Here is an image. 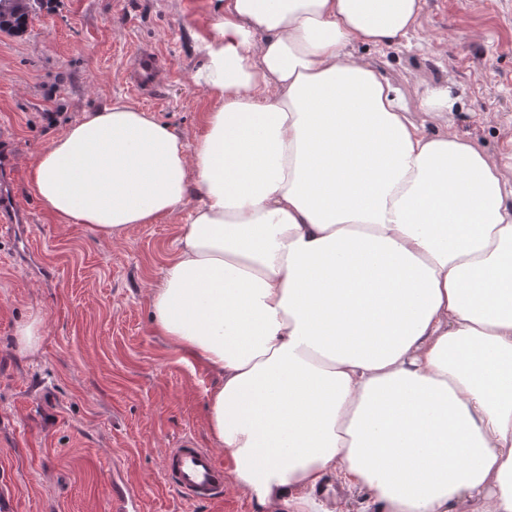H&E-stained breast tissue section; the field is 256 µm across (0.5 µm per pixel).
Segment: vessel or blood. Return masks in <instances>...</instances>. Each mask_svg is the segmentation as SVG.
<instances>
[{"label": "vessel or blood", "mask_w": 512, "mask_h": 512, "mask_svg": "<svg viewBox=\"0 0 512 512\" xmlns=\"http://www.w3.org/2000/svg\"><path fill=\"white\" fill-rule=\"evenodd\" d=\"M131 65L130 84L134 90L142 94L154 93L160 69L157 55L148 50L137 51ZM164 469L168 481L185 501H214L224 496V466L212 449L187 444L166 449Z\"/></svg>", "instance_id": "obj_1"}]
</instances>
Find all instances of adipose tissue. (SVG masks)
<instances>
[{
	"instance_id": "1",
	"label": "adipose tissue",
	"mask_w": 512,
	"mask_h": 512,
	"mask_svg": "<svg viewBox=\"0 0 512 512\" xmlns=\"http://www.w3.org/2000/svg\"><path fill=\"white\" fill-rule=\"evenodd\" d=\"M423 8L219 0L202 135L115 99L31 166L47 211L108 240L199 189L153 320L219 373L209 433L263 507L327 512L334 474L382 512H512V153L352 53Z\"/></svg>"
}]
</instances>
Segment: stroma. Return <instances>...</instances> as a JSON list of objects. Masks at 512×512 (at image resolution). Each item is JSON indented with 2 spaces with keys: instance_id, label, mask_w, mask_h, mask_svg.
I'll list each match as a JSON object with an SVG mask.
<instances>
[{
  "instance_id": "35a3bbf8",
  "label": "stroma",
  "mask_w": 512,
  "mask_h": 512,
  "mask_svg": "<svg viewBox=\"0 0 512 512\" xmlns=\"http://www.w3.org/2000/svg\"><path fill=\"white\" fill-rule=\"evenodd\" d=\"M218 0H45L24 34L0 32V142L16 157L15 202L29 221L0 233V512H113V485L135 484L136 512H267L226 478L224 500H180L164 451L209 448L215 371L160 336L151 291L196 203L106 241L64 224L31 186V165L83 113L122 99L187 141L212 100L194 82ZM155 47L164 84L135 95L131 54ZM398 85L409 108L448 88L454 128L493 155L512 151V0H425L409 45L354 47ZM42 320L38 355L19 324Z\"/></svg>"
}]
</instances>
